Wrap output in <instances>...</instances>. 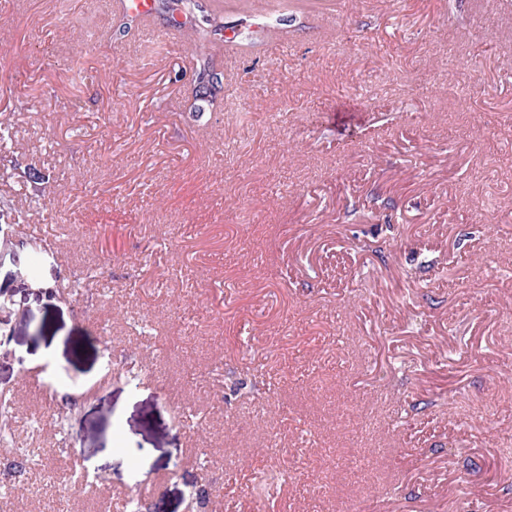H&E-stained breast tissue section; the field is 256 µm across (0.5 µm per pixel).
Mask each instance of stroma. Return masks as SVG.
I'll list each match as a JSON object with an SVG mask.
<instances>
[{"instance_id": "35a3bbf8", "label": "stroma", "mask_w": 512, "mask_h": 512, "mask_svg": "<svg viewBox=\"0 0 512 512\" xmlns=\"http://www.w3.org/2000/svg\"><path fill=\"white\" fill-rule=\"evenodd\" d=\"M201 2L0 0V512H512V0Z\"/></svg>"}]
</instances>
